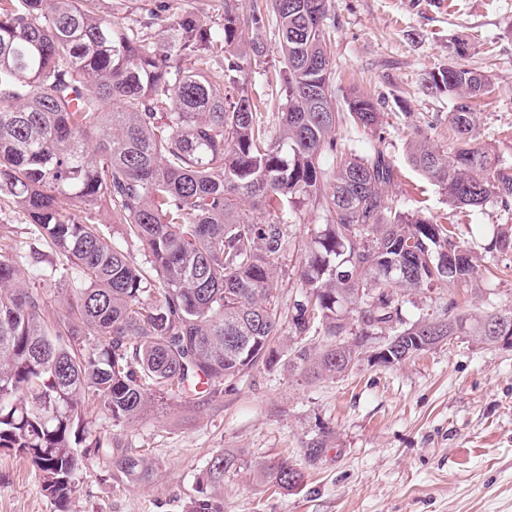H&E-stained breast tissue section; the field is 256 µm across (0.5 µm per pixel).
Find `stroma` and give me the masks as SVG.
<instances>
[{"instance_id": "1", "label": "stroma", "mask_w": 512, "mask_h": 512, "mask_svg": "<svg viewBox=\"0 0 512 512\" xmlns=\"http://www.w3.org/2000/svg\"><path fill=\"white\" fill-rule=\"evenodd\" d=\"M189 10L220 24L224 0H99L119 21L146 18L159 6ZM337 111L357 92L381 117L380 133L345 120L336 138L364 154L381 147L397 176L387 193L397 209L453 226L478 275L459 312L479 316L512 308V207L490 199L458 208L409 161L412 130L438 151L452 152L448 115L455 101L427 89L426 74L447 67L453 43L469 49L465 65L483 73L489 91L473 99L476 144L512 167V0H331L324 21ZM263 55L248 88L261 90L280 69L275 22L254 30ZM330 215L309 203L291 218L277 294L289 303L318 225ZM152 462L149 479L112 471L104 459L84 461L69 512H187L211 457L231 451L248 461L286 458L306 475L284 491L248 472L225 477L210 493L224 512H512V349L459 341L383 368L358 362L345 375L311 380L281 364L255 367L226 382L223 396L194 402L152 394L145 411L113 429ZM325 440L314 460L310 443ZM0 512H57L26 462L0 456Z\"/></svg>"}]
</instances>
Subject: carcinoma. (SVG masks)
<instances>
[{"label": "carcinoma", "instance_id": "carcinoma-1", "mask_svg": "<svg viewBox=\"0 0 512 512\" xmlns=\"http://www.w3.org/2000/svg\"><path fill=\"white\" fill-rule=\"evenodd\" d=\"M328 9L329 0H252L246 16L224 7L213 27L191 11L126 24L98 0H0V210L35 227L32 260L44 249L66 258L37 278L81 274L67 314L52 318L40 289L24 284V246L0 237V453L27 460L59 512L82 458L102 455L119 473L149 478L145 455L97 421L137 417L154 388L181 398L203 385L211 400L224 382L285 356L302 374L337 376L362 360L354 336L386 328V345H411L448 335V319L460 318L482 344L487 321L512 317L509 308L473 318L450 298L442 314L402 318L399 289L452 294L469 288L476 266L443 225L393 207L385 188L396 173L382 149L358 156L337 143L343 113L317 92L331 84ZM271 14L285 92L276 134L247 87L263 50L242 37ZM425 83L467 105L449 116L453 156L416 130L411 163L455 205H511L512 169L471 138L469 102L487 78L450 63ZM346 104L358 126L381 127L370 99ZM310 201L332 223L311 234L301 290L285 310L276 267L290 215ZM262 205L272 211L255 222L250 211ZM103 206L122 241L97 224ZM129 242L150 267L131 260ZM244 469L286 491L305 478L286 459L221 453L204 480L219 485ZM189 512L224 506L204 495Z\"/></svg>", "mask_w": 512, "mask_h": 512}]
</instances>
